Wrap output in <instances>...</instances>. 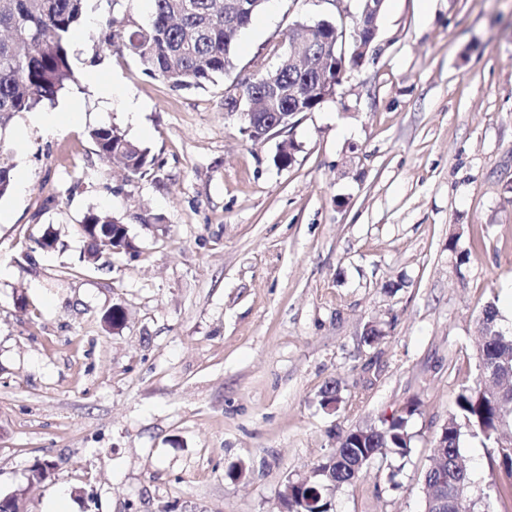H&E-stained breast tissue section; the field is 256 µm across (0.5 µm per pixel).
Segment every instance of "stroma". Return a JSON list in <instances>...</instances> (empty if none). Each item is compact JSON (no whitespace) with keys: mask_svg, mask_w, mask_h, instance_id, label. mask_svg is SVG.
<instances>
[{"mask_svg":"<svg viewBox=\"0 0 512 512\" xmlns=\"http://www.w3.org/2000/svg\"><path fill=\"white\" fill-rule=\"evenodd\" d=\"M359 6L274 0L224 75L176 89L94 39L109 16L145 24L150 0H88L76 80L40 106L65 119L45 132L19 112L4 135L26 189L0 197V495L27 490V512L58 497L65 512H277L341 433L411 404L409 454L370 461L332 508L423 512L488 301L512 331V0H386L335 96L250 141L225 90L274 70L292 24L349 25ZM99 126L147 148L151 170L103 159ZM91 211L122 218L136 254L84 263ZM47 233L55 247L38 248ZM116 305L118 328L101 321ZM461 448L477 512H512L488 495V448L468 432ZM38 460L55 470L32 489Z\"/></svg>","mask_w":512,"mask_h":512,"instance_id":"obj_1","label":"stroma"}]
</instances>
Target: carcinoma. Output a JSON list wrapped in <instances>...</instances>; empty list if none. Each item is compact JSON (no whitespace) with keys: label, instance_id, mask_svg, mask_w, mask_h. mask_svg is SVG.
I'll return each mask as SVG.
<instances>
[{"label":"carcinoma","instance_id":"cac0c4a2","mask_svg":"<svg viewBox=\"0 0 512 512\" xmlns=\"http://www.w3.org/2000/svg\"><path fill=\"white\" fill-rule=\"evenodd\" d=\"M153 11L145 26L125 29L121 42L109 32L107 19L99 40L107 48L135 56L143 71L174 88L200 87L232 67L239 33L263 7L262 0H151ZM86 0H0V132L12 116L51 101L67 82L75 80L69 44L81 24ZM288 38L306 42L310 54L304 68L280 59L272 72L260 73L243 86L244 97L256 105V122L272 112H310L330 91L316 84L315 66L332 55V67L346 71L335 31L316 22L313 29L289 30ZM100 155L117 160L132 175L147 173L149 151L127 140L112 127L90 132ZM10 149L0 139V197L12 188ZM85 224L112 226L113 245L133 248L127 224L107 213L90 212ZM496 301L484 306L478 320L483 335L479 347L480 373L462 386L455 407L434 444L435 466L424 478L425 512H473L468 489L470 465L460 446L462 430L491 445L490 465L504 475L496 485L501 500H512V439L500 432L512 427V334L498 335ZM414 408L380 420L364 429L353 428L335 452L325 457L313 475L288 481L281 493L282 512H330V496L338 485H351L360 468L387 449L404 457L410 452L409 418Z\"/></svg>","mask_w":512,"mask_h":512}]
</instances>
